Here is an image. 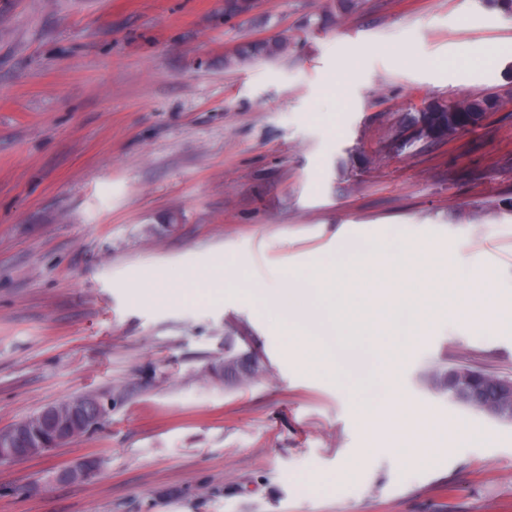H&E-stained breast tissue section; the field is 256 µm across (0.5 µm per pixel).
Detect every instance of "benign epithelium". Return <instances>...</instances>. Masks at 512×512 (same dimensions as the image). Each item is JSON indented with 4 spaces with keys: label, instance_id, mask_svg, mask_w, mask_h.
Segmentation results:
<instances>
[{
    "label": "benign epithelium",
    "instance_id": "1",
    "mask_svg": "<svg viewBox=\"0 0 512 512\" xmlns=\"http://www.w3.org/2000/svg\"><path fill=\"white\" fill-rule=\"evenodd\" d=\"M451 379L460 403L495 420L512 423L511 383L490 382L487 377L464 369L453 371ZM79 414L83 415V424L90 430L102 421L105 410L101 402L92 396L70 399L65 404L55 403L37 413L26 425L0 432V460L24 458L35 448L40 454L46 452L34 442L40 430L52 433L58 445L67 441L66 431ZM94 470L92 460L83 459L62 470L58 479L82 481Z\"/></svg>",
    "mask_w": 512,
    "mask_h": 512
}]
</instances>
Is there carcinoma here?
Listing matches in <instances>:
<instances>
[{
    "label": "carcinoma",
    "instance_id": "cac0c4a2",
    "mask_svg": "<svg viewBox=\"0 0 512 512\" xmlns=\"http://www.w3.org/2000/svg\"><path fill=\"white\" fill-rule=\"evenodd\" d=\"M257 8L256 0H224V10L230 16H247ZM293 41L287 36L242 43L233 53L224 56V67L245 65L258 58H277L290 50ZM499 100L493 95L467 99L428 100L406 114L394 145L399 151L410 150L420 143H441L449 137L481 125L499 110ZM257 359L242 363L231 357L224 361L228 372L254 377L258 374ZM429 384L448 396L454 395L450 369L435 368L427 374Z\"/></svg>",
    "mask_w": 512,
    "mask_h": 512
}]
</instances>
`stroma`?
Returning <instances> with one entry per match:
<instances>
[{
    "label": "stroma",
    "instance_id": "obj_1",
    "mask_svg": "<svg viewBox=\"0 0 512 512\" xmlns=\"http://www.w3.org/2000/svg\"><path fill=\"white\" fill-rule=\"evenodd\" d=\"M325 3L261 0L254 21L224 0H0V430L79 395L106 409L0 462V512H512V425L423 380L512 377V323L440 321L404 355L403 408L483 434L419 466L241 292L416 241L462 252L449 287L512 283V13L361 0L299 35ZM278 34L300 37L288 58L225 69ZM488 93L482 125L394 149L422 101ZM219 266L223 294L197 295ZM229 336L270 379L225 373ZM89 456L94 476L59 480Z\"/></svg>",
    "mask_w": 512,
    "mask_h": 512
}]
</instances>
